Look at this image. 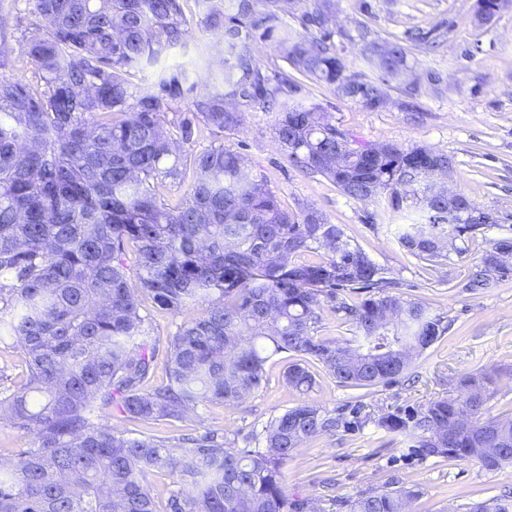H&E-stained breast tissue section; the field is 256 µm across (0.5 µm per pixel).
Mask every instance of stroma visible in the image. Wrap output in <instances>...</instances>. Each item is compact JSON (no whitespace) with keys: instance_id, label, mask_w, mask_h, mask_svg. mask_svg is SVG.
<instances>
[{"instance_id":"stroma-1","label":"stroma","mask_w":512,"mask_h":512,"mask_svg":"<svg viewBox=\"0 0 512 512\" xmlns=\"http://www.w3.org/2000/svg\"><path fill=\"white\" fill-rule=\"evenodd\" d=\"M332 21L336 52L349 71H359L365 44L358 37L367 25L378 43L407 44L411 33L441 27L444 36L432 53L409 50L408 78L417 86L408 99L398 83L386 85V101L367 110L341 99L333 86L303 80L307 102L330 112L337 125L362 142L424 145L452 161L449 183L465 193L495 225L477 234L463 252L439 263H427L404 249L399 237L405 225L421 222L417 212L369 221L370 206L342 195L322 177H309L285 160L274 135L275 115L249 111L243 126L228 135L200 127L195 149L214 144L240 153L262 176L284 207L308 205L339 225L352 244L400 282L404 298L423 302L442 317L447 332L419 355L410 381L371 388L347 387L321 367H313L316 383L308 394L292 389L284 373L293 356L281 353L265 365L263 387L235 405L200 404L177 422L139 421L118 408L100 411L99 424L137 438H165L177 443L185 434L209 428L224 431L236 447H255L267 421L296 406L301 399L328 408L358 405L363 427L351 434L319 437L304 443L284 467L289 493L317 499L330 507L333 499L379 492L390 484L418 491L411 512H466L467 504L512 494V467L489 469L474 460L420 459L405 435L387 432L377 422L399 409L420 410L447 396L459 377H489L488 415L512 417V276L474 294L465 283L490 240L512 237V0H502L491 23L476 18L477 0H334ZM207 0H184L190 38L154 65L134 76V83L154 80L174 67L186 69L196 91L211 92L218 62L201 59L198 46L221 42V31H208L199 21ZM38 19L28 0H0V44L10 50L8 75L27 84L38 76L28 55L27 40ZM439 73L431 85L430 73Z\"/></svg>"}]
</instances>
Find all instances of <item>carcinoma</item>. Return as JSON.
<instances>
[{
  "label": "carcinoma",
  "instance_id": "obj_1",
  "mask_svg": "<svg viewBox=\"0 0 512 512\" xmlns=\"http://www.w3.org/2000/svg\"><path fill=\"white\" fill-rule=\"evenodd\" d=\"M32 2L41 25L28 54L40 84L0 78V342L25 366L19 382L0 369V424L34 442L0 461V512H323L316 499L288 494L283 466L309 440L362 427L355 405L303 400L267 422L263 450L235 448L208 428L171 446L94 417L116 406L132 419L178 421L203 402L235 404L261 387L267 360L280 353L298 356L285 380L302 393L315 384L311 361L345 386L390 385L446 333L321 211L284 208L222 143L194 148L202 125L233 133L244 110L275 112L290 165L373 205L374 217L424 213L400 238L419 258L458 253L457 242L493 223L461 192L466 220L443 197L424 202L437 176L448 177L447 154L353 139L330 113L303 104L287 71L263 69L246 43L271 42L293 70L368 110L385 102L387 83L404 79L407 48L372 41L363 71L349 73L328 29L333 0H313L303 14L316 35L288 32L284 0H236L228 15L215 4L200 25L224 31L220 89L200 96L184 69L132 82L186 44L182 0ZM185 181L184 198L167 203L165 189ZM322 249L320 262L296 261ZM509 275L512 238L494 239L466 288L485 291ZM344 289L366 294L336 306L354 339L315 335L322 299ZM143 295L175 314L195 302L202 312L162 343ZM161 351L168 379L149 389ZM456 391L421 411L388 413L378 426L406 434L422 459L512 465V418L485 415L486 378L463 376ZM161 471L171 487L160 510L148 476ZM415 495L390 487L338 507L407 512ZM467 512H512V497L472 502Z\"/></svg>",
  "mask_w": 512,
  "mask_h": 512
}]
</instances>
